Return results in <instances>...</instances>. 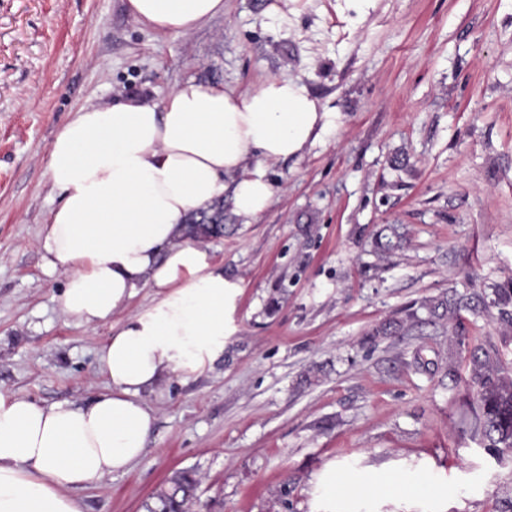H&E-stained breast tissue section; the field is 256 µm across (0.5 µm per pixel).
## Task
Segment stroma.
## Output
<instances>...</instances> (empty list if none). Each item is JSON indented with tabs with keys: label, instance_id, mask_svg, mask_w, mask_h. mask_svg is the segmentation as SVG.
<instances>
[{
	"label": "stroma",
	"instance_id": "obj_1",
	"mask_svg": "<svg viewBox=\"0 0 512 512\" xmlns=\"http://www.w3.org/2000/svg\"><path fill=\"white\" fill-rule=\"evenodd\" d=\"M275 2L224 0L173 37L123 0H0V389L81 404L108 384L111 322L65 318L38 250L55 134L119 94L290 77L336 127L268 164L280 192L252 223L225 201L210 253L243 284L235 331L202 372L144 391L143 460L77 490L82 512H144L181 469L201 479L195 512H313L330 464L406 486L336 512H512V461L464 426L473 395L448 376L486 342L512 366V326L491 307L462 312L461 346L442 323L372 335L448 289L512 282V0H293L273 17Z\"/></svg>",
	"mask_w": 512,
	"mask_h": 512
}]
</instances>
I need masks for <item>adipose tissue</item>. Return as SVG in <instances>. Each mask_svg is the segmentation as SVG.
Here are the masks:
<instances>
[{"instance_id":"ef3b65f1","label":"adipose tissue","mask_w":512,"mask_h":512,"mask_svg":"<svg viewBox=\"0 0 512 512\" xmlns=\"http://www.w3.org/2000/svg\"><path fill=\"white\" fill-rule=\"evenodd\" d=\"M128 16L174 37L222 15L224 0H126ZM333 126L297 81L244 93L190 79L163 99L83 106L54 136L47 170L62 193L41 227L44 265L62 272L60 312L111 321L106 391L41 404L0 390V512H82L73 490L138 464L156 412L141 397L164 375L190 377L224 351L242 293L207 245L185 240L187 214L230 194L252 221L278 192L268 164L300 156ZM145 287L153 299L131 301Z\"/></svg>"}]
</instances>
